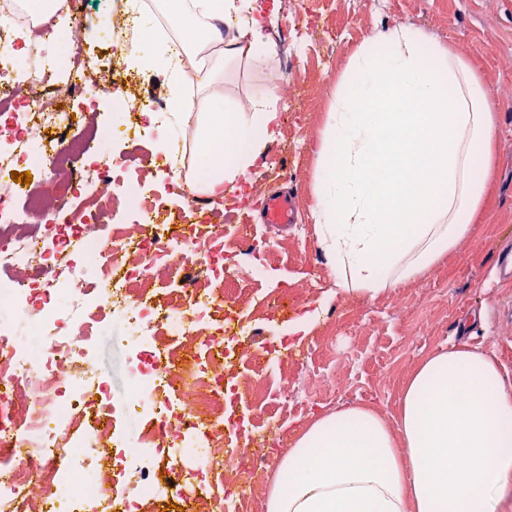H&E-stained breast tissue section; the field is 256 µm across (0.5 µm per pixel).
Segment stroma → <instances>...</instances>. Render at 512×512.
I'll return each instance as SVG.
<instances>
[{"instance_id": "1", "label": "stroma", "mask_w": 512, "mask_h": 512, "mask_svg": "<svg viewBox=\"0 0 512 512\" xmlns=\"http://www.w3.org/2000/svg\"><path fill=\"white\" fill-rule=\"evenodd\" d=\"M280 7L284 34H292L296 21L313 20L332 29L334 41L309 42L290 76L282 75L273 55L259 66L239 63L220 80L224 98L242 104L259 88L279 99L287 94L298 98L294 112L280 114L266 149L281 169L256 186L261 195L287 187L295 221L285 227L250 225L252 238L271 244L264 255L267 277L239 298L248 307L272 288L293 295L284 318L255 321L261 340L287 336L306 311H320L298 340L310 351L303 367L308 395L283 401L277 382L296 367L286 362L268 369L261 402L271 430L265 448L267 485L298 431L315 414L366 405L395 422L406 382L437 352L461 345L481 348L512 379V279L496 276L503 253L512 251V0H280ZM400 23L455 47L493 88L497 178L472 234L423 277L372 300H329L325 294L332 270L318 247L312 217L317 140L346 58L367 36ZM128 336L126 325L113 320L95 338V371L116 403L126 400L130 388Z\"/></svg>"}]
</instances>
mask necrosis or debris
I'll use <instances>...</instances> for the list:
<instances>
[{
    "instance_id": "necrosis-or-debris-1",
    "label": "necrosis or debris",
    "mask_w": 512,
    "mask_h": 512,
    "mask_svg": "<svg viewBox=\"0 0 512 512\" xmlns=\"http://www.w3.org/2000/svg\"><path fill=\"white\" fill-rule=\"evenodd\" d=\"M59 39L38 0H0V512H155L196 474L214 487L191 512H241L267 466L257 417L240 411L262 387L240 376L235 349L250 313L231 287L243 256L264 252L222 223L223 204L187 180V128L165 153L143 155L189 97L140 96L123 57L140 47L124 0L96 24L77 0H55ZM112 44L99 68L92 51ZM112 125L80 130L84 113ZM133 135L112 149L121 129ZM31 170L23 184L12 175ZM129 328L130 396L112 404L95 374L98 324ZM148 421L129 442L120 415ZM240 479L224 492V466Z\"/></svg>"
}]
</instances>
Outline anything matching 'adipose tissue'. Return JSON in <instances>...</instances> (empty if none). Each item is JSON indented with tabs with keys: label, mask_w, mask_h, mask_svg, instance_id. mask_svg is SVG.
<instances>
[{
	"label": "adipose tissue",
	"mask_w": 512,
	"mask_h": 512,
	"mask_svg": "<svg viewBox=\"0 0 512 512\" xmlns=\"http://www.w3.org/2000/svg\"><path fill=\"white\" fill-rule=\"evenodd\" d=\"M202 21L192 64L204 87L226 65L265 62L243 0H177ZM237 28L223 32L225 18ZM494 91L470 61L397 25L373 33L336 81L317 143L313 217L335 293L375 298L452 253L482 215L497 137ZM203 192L249 174L277 114L207 96L194 114ZM225 136L224 153L210 142ZM512 495V380L488 353L428 357L401 393L395 424L353 406L316 415L283 455L266 512H502Z\"/></svg>",
	"instance_id": "ef3b65f1"
}]
</instances>
